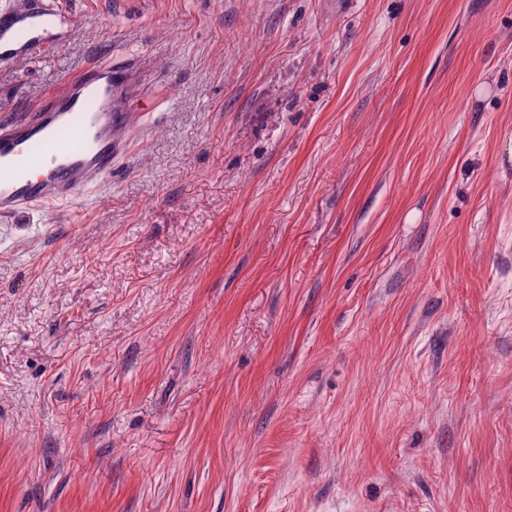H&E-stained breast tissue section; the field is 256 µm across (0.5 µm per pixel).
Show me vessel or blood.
Segmentation results:
<instances>
[{
	"label": "vessel or blood",
	"mask_w": 512,
	"mask_h": 512,
	"mask_svg": "<svg viewBox=\"0 0 512 512\" xmlns=\"http://www.w3.org/2000/svg\"><path fill=\"white\" fill-rule=\"evenodd\" d=\"M72 19L56 0L0 5V67L63 44ZM137 59L89 62L47 92L24 117L0 123V223L25 209L61 204L79 212L90 189L112 175L122 130L138 97Z\"/></svg>",
	"instance_id": "obj_1"
}]
</instances>
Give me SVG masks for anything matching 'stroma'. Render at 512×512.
Wrapping results in <instances>:
<instances>
[{"mask_svg": "<svg viewBox=\"0 0 512 512\" xmlns=\"http://www.w3.org/2000/svg\"><path fill=\"white\" fill-rule=\"evenodd\" d=\"M109 186L0 223V512H512V0H64Z\"/></svg>", "mask_w": 512, "mask_h": 512, "instance_id": "stroma-1", "label": "stroma"}]
</instances>
